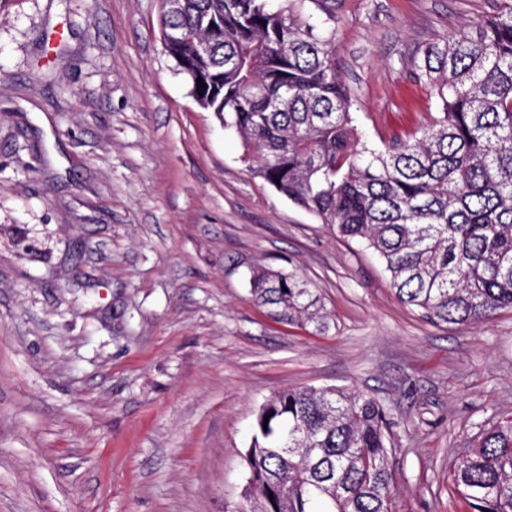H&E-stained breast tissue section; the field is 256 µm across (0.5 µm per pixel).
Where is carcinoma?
<instances>
[{
    "label": "carcinoma",
    "instance_id": "carcinoma-1",
    "mask_svg": "<svg viewBox=\"0 0 512 512\" xmlns=\"http://www.w3.org/2000/svg\"><path fill=\"white\" fill-rule=\"evenodd\" d=\"M304 3L160 0L161 39L199 107L241 137L249 170L377 255L401 303L436 325L512 309V0L423 50L417 76L440 111L381 147L357 132L335 38ZM250 292L284 324L331 328L293 270H252ZM392 454L374 396L282 389L256 415L245 512H394ZM452 480L470 512H512V416L482 429Z\"/></svg>",
    "mask_w": 512,
    "mask_h": 512
}]
</instances>
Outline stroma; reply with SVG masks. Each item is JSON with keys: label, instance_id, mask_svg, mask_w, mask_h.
<instances>
[{"label": "stroma", "instance_id": "obj_1", "mask_svg": "<svg viewBox=\"0 0 512 512\" xmlns=\"http://www.w3.org/2000/svg\"><path fill=\"white\" fill-rule=\"evenodd\" d=\"M494 0H308L372 145L438 110L421 49ZM158 0H0V512H240L259 406H385L397 512H468L450 463L512 416V310L434 325L381 262L253 176L160 39ZM334 323H280L253 268ZM250 286L254 301L279 322L302 327L313 326L319 334L330 330L332 314L294 270L253 269ZM283 288H287L288 292L283 291Z\"/></svg>", "mask_w": 512, "mask_h": 512}]
</instances>
